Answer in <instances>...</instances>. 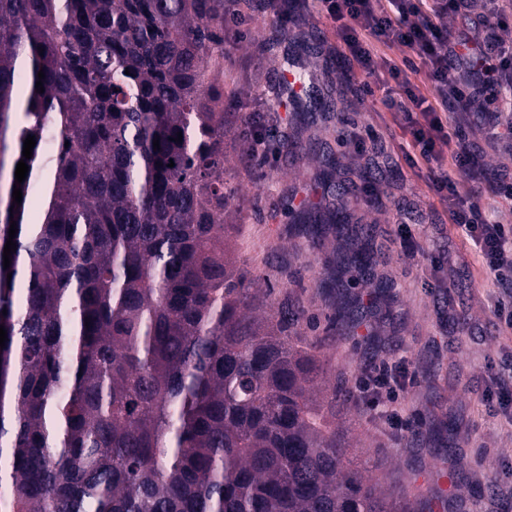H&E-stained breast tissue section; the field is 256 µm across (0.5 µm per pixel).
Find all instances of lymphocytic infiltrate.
<instances>
[{"label": "lymphocytic infiltrate", "instance_id": "lymphocytic-infiltrate-1", "mask_svg": "<svg viewBox=\"0 0 512 512\" xmlns=\"http://www.w3.org/2000/svg\"><path fill=\"white\" fill-rule=\"evenodd\" d=\"M336 25L342 57L351 59L362 77L360 90L372 94L380 72L397 80L404 95L386 97L384 107L397 125L409 130L410 162H423L429 186L455 224L478 247V257L503 298L512 302V224L488 220L470 184L480 179L474 154L464 138H451L447 111L477 125L488 142L512 148V45L499 38L482 39L484 31L502 27L501 0H483L472 12L470 0H318ZM463 15L458 31L448 29L449 17ZM406 49L400 63L378 57V46ZM426 73L435 91L428 100L411 77ZM455 167L460 179L449 177ZM403 386L391 366L373 369L358 390L373 402L396 432L407 430L412 418L399 403Z\"/></svg>", "mask_w": 512, "mask_h": 512}]
</instances>
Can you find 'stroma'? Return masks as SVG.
Instances as JSON below:
<instances>
[{"label": "stroma", "mask_w": 512, "mask_h": 512, "mask_svg": "<svg viewBox=\"0 0 512 512\" xmlns=\"http://www.w3.org/2000/svg\"><path fill=\"white\" fill-rule=\"evenodd\" d=\"M243 3L245 20L225 32L224 68L214 79L224 90V179L238 189L227 206L228 223L240 227L233 258L274 285L273 302L304 309L299 330L324 339L330 383L351 389L375 365L406 363L401 400L414 416L413 435L387 439L367 400L354 397L336 408V432L366 476L391 496H406L415 512H512V427L496 387L497 378L512 374V334L497 332L507 312L495 304L493 278L476 262L471 239L433 199L427 168L408 164L402 148L410 134L393 122L381 95L358 91L356 66L338 61L332 22L311 0L286 21L292 36L316 47L303 56V68L333 86L336 112L308 120L277 95L288 66L283 46L267 41L273 10L266 0ZM254 114L265 147L248 164L241 120ZM369 125L376 139L356 147L353 134ZM295 136L300 149L279 147ZM468 141L485 178L512 173V154L485 141L478 128H469ZM380 146L388 157L385 181L370 195L369 160ZM326 154L337 159L335 180L346 188L351 223L370 234L375 253L369 277L346 289L327 284L351 246L348 238L334 235L313 249L288 234L290 209ZM404 225L424 246L416 256L401 251ZM380 286L389 301L364 308L359 318L346 310V297L362 299Z\"/></svg>", "instance_id": "35a3bbf8"}]
</instances>
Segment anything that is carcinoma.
Here are the masks:
<instances>
[{"mask_svg":"<svg viewBox=\"0 0 512 512\" xmlns=\"http://www.w3.org/2000/svg\"><path fill=\"white\" fill-rule=\"evenodd\" d=\"M237 2L0 0V512H410L346 459L323 340L226 250L206 75ZM293 220L313 249L348 223Z\"/></svg>","mask_w":512,"mask_h":512,"instance_id":"cac0c4a2","label":"carcinoma"}]
</instances>
